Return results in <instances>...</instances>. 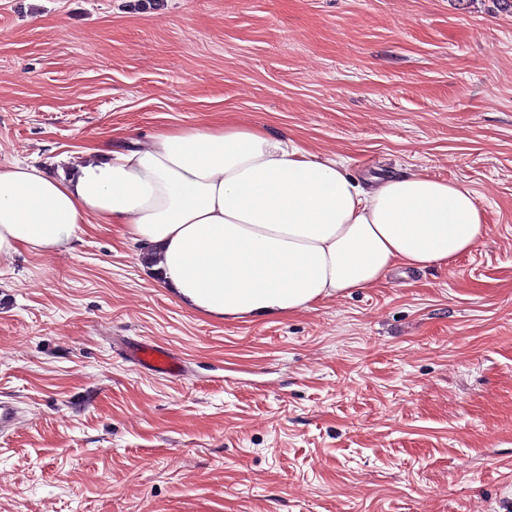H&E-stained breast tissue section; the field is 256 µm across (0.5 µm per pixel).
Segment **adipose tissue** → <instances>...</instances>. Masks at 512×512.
I'll list each match as a JSON object with an SVG mask.
<instances>
[{"label": "adipose tissue", "mask_w": 512, "mask_h": 512, "mask_svg": "<svg viewBox=\"0 0 512 512\" xmlns=\"http://www.w3.org/2000/svg\"><path fill=\"white\" fill-rule=\"evenodd\" d=\"M347 165L215 120L138 147L87 146L59 177L0 167V258L69 251L82 225L112 224L157 254L182 307L248 322L374 287L396 267L447 265L488 231L465 187L402 174L367 191Z\"/></svg>", "instance_id": "obj_1"}]
</instances>
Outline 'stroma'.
Masks as SVG:
<instances>
[{
    "mask_svg": "<svg viewBox=\"0 0 512 512\" xmlns=\"http://www.w3.org/2000/svg\"><path fill=\"white\" fill-rule=\"evenodd\" d=\"M375 185L469 189L442 268L288 317L180 307L111 225L0 260V512H512V12L497 0H0V167L217 114ZM150 340L182 379L115 353Z\"/></svg>",
    "mask_w": 512,
    "mask_h": 512,
    "instance_id": "stroma-1",
    "label": "stroma"
}]
</instances>
